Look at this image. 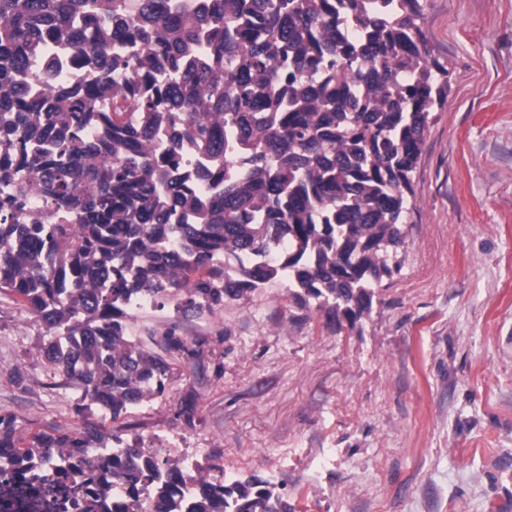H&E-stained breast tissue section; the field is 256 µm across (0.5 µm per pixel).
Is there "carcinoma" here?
<instances>
[{
  "instance_id": "cac0c4a2",
  "label": "carcinoma",
  "mask_w": 512,
  "mask_h": 512,
  "mask_svg": "<svg viewBox=\"0 0 512 512\" xmlns=\"http://www.w3.org/2000/svg\"><path fill=\"white\" fill-rule=\"evenodd\" d=\"M420 16V0H0V291L44 329L39 356L115 419L169 371L129 338L134 295L199 312L285 280L361 320L398 269L448 91ZM70 60L95 82L61 79ZM102 440L22 447L0 415V473L59 478ZM114 476L129 512H283L257 482L130 445L88 462L85 512Z\"/></svg>"
}]
</instances>
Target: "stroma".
Listing matches in <instances>:
<instances>
[{
    "label": "stroma",
    "instance_id": "obj_1",
    "mask_svg": "<svg viewBox=\"0 0 512 512\" xmlns=\"http://www.w3.org/2000/svg\"><path fill=\"white\" fill-rule=\"evenodd\" d=\"M449 71L412 173L398 271L356 326L284 283L134 314L170 366L119 418L37 355L0 292V415L22 440L87 426L188 470L254 479L288 512H512V0H421ZM175 329L181 351L165 350Z\"/></svg>",
    "mask_w": 512,
    "mask_h": 512
}]
</instances>
